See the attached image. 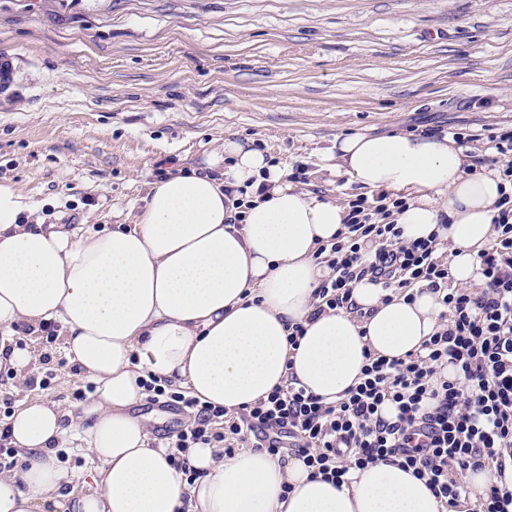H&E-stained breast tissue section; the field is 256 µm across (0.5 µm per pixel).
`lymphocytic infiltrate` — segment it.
I'll return each mask as SVG.
<instances>
[{
  "label": "lymphocytic infiltrate",
  "instance_id": "f902f5d3",
  "mask_svg": "<svg viewBox=\"0 0 512 512\" xmlns=\"http://www.w3.org/2000/svg\"><path fill=\"white\" fill-rule=\"evenodd\" d=\"M486 139L495 152L487 169L504 190L472 284L454 283L439 238L402 240L394 216L407 200L385 190L348 199L343 232L320 250L332 274L315 288L314 315L355 310L354 287L364 280L387 301L413 298L421 283L441 293L442 327L419 350L370 357L360 382L336 402L289 383L234 416L158 379L145 382L148 400L195 413L191 427L168 438L182 481L191 486L201 476L188 449L231 455L248 444L294 456L334 482L353 468L395 462L449 508L467 498L465 475L483 472L478 512H512V126L489 129Z\"/></svg>",
  "mask_w": 512,
  "mask_h": 512
}]
</instances>
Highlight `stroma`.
Listing matches in <instances>:
<instances>
[{
    "label": "stroma",
    "mask_w": 512,
    "mask_h": 512,
    "mask_svg": "<svg viewBox=\"0 0 512 512\" xmlns=\"http://www.w3.org/2000/svg\"><path fill=\"white\" fill-rule=\"evenodd\" d=\"M0 184L44 223H132L159 164L206 170L248 140L345 203L337 138L512 124V0H0ZM42 388L0 377V411L79 410L62 336L19 332ZM154 444L193 413L141 402Z\"/></svg>",
    "instance_id": "stroma-1"
}]
</instances>
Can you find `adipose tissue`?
<instances>
[{
	"instance_id": "adipose-tissue-1",
	"label": "adipose tissue",
	"mask_w": 512,
	"mask_h": 512,
	"mask_svg": "<svg viewBox=\"0 0 512 512\" xmlns=\"http://www.w3.org/2000/svg\"><path fill=\"white\" fill-rule=\"evenodd\" d=\"M224 154L223 178L167 175L151 183L132 224L110 231L42 225L34 205L0 185V363L23 371L32 355L14 346L18 327L53 323L96 385L79 413L33 400L11 417L21 454L16 474H0V512H442L425 482L394 463L336 484L264 450L221 458L191 448L201 476L189 486L167 449L150 447L129 412L148 376L229 413L291 378L334 402L359 381L365 353L398 359L420 349L443 311L429 291L385 303L381 288L363 281L354 289L361 314L310 320L314 289L330 273L315 256L342 230L344 207L295 189L247 143L225 140ZM465 164L463 146L445 135L355 133L336 142V167L351 181L407 198L395 216L404 239L448 241L458 284L476 277L501 191L499 178ZM263 181L272 188L253 197L244 223H226L225 186ZM295 322L305 335L293 348ZM70 437L96 464L82 495L63 491L57 450Z\"/></svg>"
}]
</instances>
